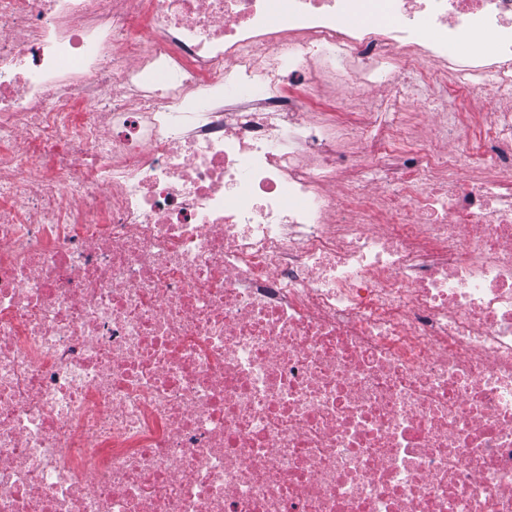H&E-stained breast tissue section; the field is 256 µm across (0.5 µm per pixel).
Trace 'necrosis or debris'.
Segmentation results:
<instances>
[{"instance_id":"1","label":"necrosis or debris","mask_w":512,"mask_h":512,"mask_svg":"<svg viewBox=\"0 0 512 512\" xmlns=\"http://www.w3.org/2000/svg\"><path fill=\"white\" fill-rule=\"evenodd\" d=\"M0 512H512V0H0Z\"/></svg>"}]
</instances>
